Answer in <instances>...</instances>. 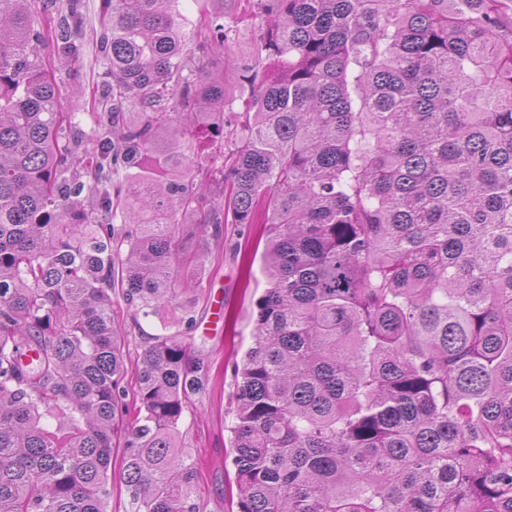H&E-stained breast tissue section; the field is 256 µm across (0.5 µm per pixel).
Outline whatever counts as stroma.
<instances>
[{
    "mask_svg": "<svg viewBox=\"0 0 512 512\" xmlns=\"http://www.w3.org/2000/svg\"><path fill=\"white\" fill-rule=\"evenodd\" d=\"M243 2L207 0L206 3L207 9L223 16L232 29L229 42L232 64H225L222 52L216 50L193 54L197 66L224 76V124L228 127L239 121L249 97L245 72L254 63L251 45L259 32L257 21L244 13ZM83 3L80 61L72 70L58 68L56 78L66 111L75 113L80 130L87 131L91 128L88 114L94 109V95L108 76L99 42L102 2L83 0ZM185 139L191 146V159L203 166L201 178L208 191L213 198H220L224 179L222 152L233 149V141L216 145L209 128L202 125L189 128ZM261 234L262 227L258 224H230L223 242L198 236L192 239L194 251L203 255L200 266L187 273L192 282L190 297L195 303L197 319L193 342L208 358L210 373L205 391L196 395L184 412L180 430L187 450L207 461L200 479L202 512H234L236 507L229 493L235 477L230 454L236 384L234 363L241 359L251 342L256 302L265 286L261 258L256 254ZM112 299L126 338L124 384L131 389L135 386L147 338L163 334L165 327L177 322L180 312L169 306L159 315L135 322L121 295L113 294Z\"/></svg>",
    "mask_w": 512,
    "mask_h": 512,
    "instance_id": "stroma-1",
    "label": "stroma"
}]
</instances>
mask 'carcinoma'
<instances>
[{"mask_svg": "<svg viewBox=\"0 0 512 512\" xmlns=\"http://www.w3.org/2000/svg\"><path fill=\"white\" fill-rule=\"evenodd\" d=\"M102 4L91 118L119 134L91 153L42 63H78L79 36L0 0V512H105L119 443L135 512H201L179 431L210 371L193 310L143 349L125 429L112 293L134 320L178 302L189 236L226 224L265 225L237 512H512V0H254L219 202L183 136L224 141V76L188 75L178 0ZM196 28L227 50L222 18Z\"/></svg>", "mask_w": 512, "mask_h": 512, "instance_id": "cac0c4a2", "label": "carcinoma"}]
</instances>
